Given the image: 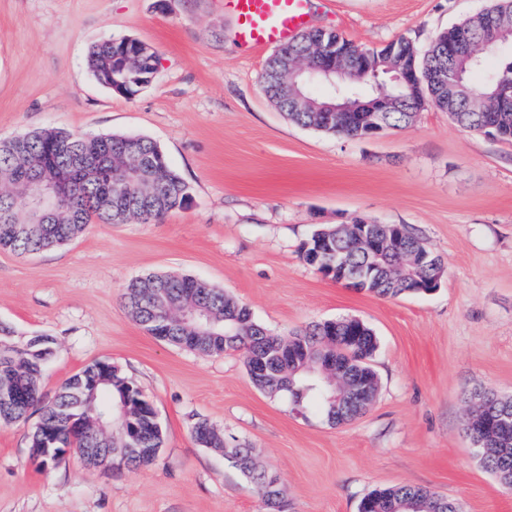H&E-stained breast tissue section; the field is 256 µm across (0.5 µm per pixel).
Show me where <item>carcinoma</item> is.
<instances>
[{"instance_id": "carcinoma-1", "label": "carcinoma", "mask_w": 512, "mask_h": 512, "mask_svg": "<svg viewBox=\"0 0 512 512\" xmlns=\"http://www.w3.org/2000/svg\"><path fill=\"white\" fill-rule=\"evenodd\" d=\"M485 14L479 12L459 24L440 32L424 53L417 52L415 44L406 37H400L381 47L357 45L332 30H311L286 44L284 52L292 57H303L319 66L323 56L313 50L317 41L336 42L350 54L362 53L365 58L380 66L384 65L390 54L414 58L419 81L410 88L397 89L395 93L403 98L400 112H390L387 124L392 129H402L414 122V116L432 104L448 113L454 123L462 128L479 129L482 122L490 120L493 128L486 135L495 141L512 142V109L503 111L497 95L501 81H512V58L505 59L485 80L474 85L472 75L483 68L482 60L461 58L448 64V74L462 78L464 85L480 91L483 100L475 103L460 95L448 96V91L432 86L426 74L439 64V41L451 38L463 32L473 34L477 40L484 41L489 31L484 27ZM137 41L117 40L111 44H97L92 47L88 59L96 63L109 60L112 67L124 71L129 77L143 69H154L158 64L157 56L137 58ZM276 57H271L262 74V89L266 96L274 100L287 117L299 126L323 128L325 132L347 138H354L362 127L365 115L350 112L340 121L325 122L322 114L303 109L293 103H284L271 71ZM82 145V138L64 134L53 129H44L27 134L17 142L0 141V180L9 184L18 178L32 182L42 175L41 164L52 160L57 166L68 164L72 154ZM142 156L151 161L150 173L165 187L166 197L157 206L134 207L128 216L151 221L167 212L182 208L190 202L187 184L169 164L162 149L152 140L141 137ZM24 200L13 191H0V249L9 250L18 255L40 252L48 248L65 245L77 238L92 221L102 224L115 222L112 211L100 203L98 183L81 177L74 179L69 196L59 207L55 215L56 223L48 224L41 230L17 233L16 222L21 218ZM337 250L348 268H363L367 262L366 253L354 243L342 238L337 242ZM429 271H414V277L404 276L398 283L385 275L370 283L366 291L381 298L410 296L413 280L428 277ZM151 282L163 289L179 306L192 303L209 311L214 319L208 329L211 336L190 345V349L204 355H221L229 351L244 354L246 367L261 361L267 369L268 380L253 381L261 391L274 395L283 394L296 406L314 405L324 418L332 424L345 423L354 418L350 402L354 390L368 383L376 376L372 365L360 361V353L369 350L371 337L360 336L357 342L347 339L349 328L342 325L340 341H327L322 335L320 323H311L303 329L291 331L285 335H273L256 322L249 308L226 291L208 283L193 287L185 276L152 274L129 283L124 292L125 306L143 328H149L148 321L153 317L148 306L147 296L142 288L145 282ZM168 329L161 341L180 347L184 328L180 324V315L176 312L168 316ZM11 335L7 326H0V362L8 361L13 366L12 373L16 381L23 384L25 405L31 407L39 401V386L30 382L29 373L44 366L43 359L51 347L52 340L47 336H35L22 346L5 340ZM336 359L345 368V379L331 383L323 380L319 372L311 373L305 366L317 368L321 362ZM130 382L123 376L117 381L104 385L99 391L94 406L99 413H112L128 399ZM76 397L71 381H66L53 401L42 408L41 419L55 426L56 431L69 437L67 412L75 403ZM141 407L130 409L128 431L118 432V447L130 443L136 448H160L164 434L152 422L153 405L140 398ZM478 439L483 441L484 449L476 455L485 470L495 475L504 487L512 486V397L486 390V398L481 405L480 419L476 424ZM79 448L97 446L108 448L111 437L89 426L76 438ZM228 462L238 468L244 477L261 495L266 512H283L285 504L278 497V490H268L271 471L260 465L252 448L246 444H236L224 449ZM366 512H462L456 501L441 496L429 489L396 485L377 488L366 495Z\"/></svg>"}]
</instances>
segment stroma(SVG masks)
<instances>
[{
  "label": "stroma",
  "mask_w": 512,
  "mask_h": 512,
  "mask_svg": "<svg viewBox=\"0 0 512 512\" xmlns=\"http://www.w3.org/2000/svg\"><path fill=\"white\" fill-rule=\"evenodd\" d=\"M489 0H309L310 26L380 47H426ZM158 54L151 85L129 98L97 84L86 58L108 38ZM267 54L236 38L224 0H0V140L54 128L154 140L190 189L186 208L144 223L88 224L69 244L0 250V324L11 342L45 335L52 397L104 361L158 413L164 443L137 469L69 455L28 458L39 418L0 423V512H266L192 419L248 444L280 478L288 512H358L379 487L415 485L464 512H512V490L480 464L467 398L512 395V144L464 131L430 107L367 140L298 126L262 91ZM403 224L442 257L432 294L383 299L336 283L300 246L321 226ZM188 275L235 296L275 333L356 317L378 348L371 408L332 425L257 389L244 356H205L148 334L123 299L133 280Z\"/></svg>",
  "instance_id": "obj_1"
}]
</instances>
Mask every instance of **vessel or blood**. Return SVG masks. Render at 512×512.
I'll use <instances>...</instances> for the list:
<instances>
[{
	"label": "vessel or blood",
	"instance_id": "b4317fda",
	"mask_svg": "<svg viewBox=\"0 0 512 512\" xmlns=\"http://www.w3.org/2000/svg\"><path fill=\"white\" fill-rule=\"evenodd\" d=\"M238 42L252 52L290 41L309 25L308 0H226Z\"/></svg>",
	"mask_w": 512,
	"mask_h": 512
}]
</instances>
